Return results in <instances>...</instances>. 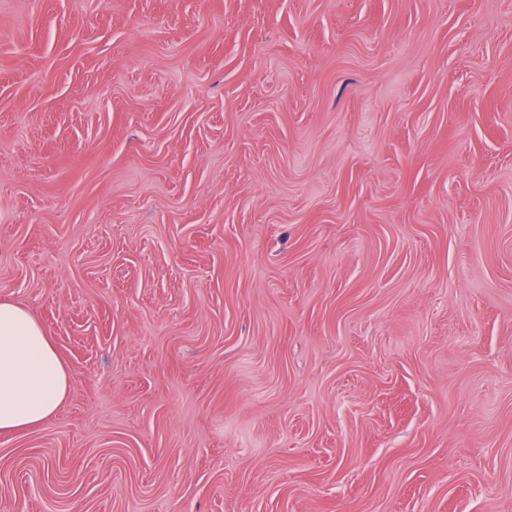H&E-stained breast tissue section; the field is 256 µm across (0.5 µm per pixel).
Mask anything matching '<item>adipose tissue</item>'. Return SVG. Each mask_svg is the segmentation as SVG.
Listing matches in <instances>:
<instances>
[{
    "instance_id": "ef3b65f1",
    "label": "adipose tissue",
    "mask_w": 512,
    "mask_h": 512,
    "mask_svg": "<svg viewBox=\"0 0 512 512\" xmlns=\"http://www.w3.org/2000/svg\"><path fill=\"white\" fill-rule=\"evenodd\" d=\"M70 385L68 367L43 326L24 307L0 302V434L52 418Z\"/></svg>"
}]
</instances>
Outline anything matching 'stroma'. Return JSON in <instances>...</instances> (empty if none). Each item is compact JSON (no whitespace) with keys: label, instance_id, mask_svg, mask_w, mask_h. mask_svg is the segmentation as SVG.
I'll list each match as a JSON object with an SVG mask.
<instances>
[{"label":"stroma","instance_id":"stroma-1","mask_svg":"<svg viewBox=\"0 0 512 512\" xmlns=\"http://www.w3.org/2000/svg\"><path fill=\"white\" fill-rule=\"evenodd\" d=\"M0 300V512H512V0H0ZM70 385L68 367L43 326L24 307L0 302V434L52 418Z\"/></svg>","mask_w":512,"mask_h":512}]
</instances>
